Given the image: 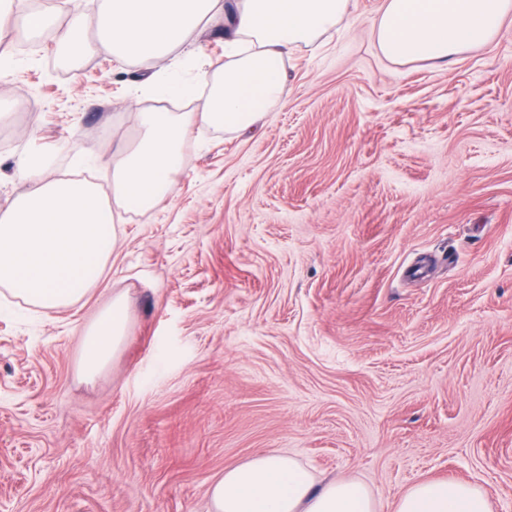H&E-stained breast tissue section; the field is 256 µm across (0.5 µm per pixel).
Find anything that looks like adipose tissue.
<instances>
[{"mask_svg": "<svg viewBox=\"0 0 512 512\" xmlns=\"http://www.w3.org/2000/svg\"><path fill=\"white\" fill-rule=\"evenodd\" d=\"M512 0H384L375 33L396 62L448 63L490 42ZM349 17V0H100L95 22L73 16L56 41L59 61L75 63L94 47L158 66L147 87L161 98L193 96L168 64L191 36L213 20L224 23V74L211 81L204 123L228 131L253 126L281 99L290 50L310 45ZM51 10L0 0V29L38 38L54 26ZM189 112H143L136 141L112 168V193L81 178L51 179L49 154L25 148L14 163L28 182L0 212V285L47 310L81 300L101 278L119 245L116 211L145 213L171 193L183 166ZM127 305L117 297L84 332L82 372L109 363L126 334ZM211 512H379L369 489L350 479L325 480L297 459L269 453L225 469L207 489ZM491 491L446 480L417 482L393 512H491Z\"/></svg>", "mask_w": 512, "mask_h": 512, "instance_id": "ef3b65f1", "label": "adipose tissue"}]
</instances>
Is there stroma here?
<instances>
[{"label":"stroma","mask_w":512,"mask_h":512,"mask_svg":"<svg viewBox=\"0 0 512 512\" xmlns=\"http://www.w3.org/2000/svg\"><path fill=\"white\" fill-rule=\"evenodd\" d=\"M381 0L289 55L254 129L193 123L174 190L116 216L85 299L0 318V512H210L225 468L271 452L364 482L380 505L424 479L512 512V14L448 65L396 63ZM193 59L224 67V31ZM17 52L0 99V210L49 177L112 189L139 115L200 111L143 92L155 65ZM125 338L93 379L82 336L112 297Z\"/></svg>","instance_id":"1"}]
</instances>
